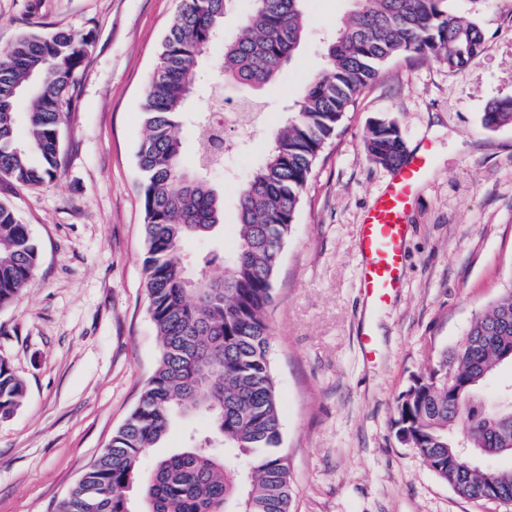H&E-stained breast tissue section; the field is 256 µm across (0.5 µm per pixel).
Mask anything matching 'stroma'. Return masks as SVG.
I'll list each match as a JSON object with an SVG mask.
<instances>
[{"instance_id":"1","label":"stroma","mask_w":512,"mask_h":512,"mask_svg":"<svg viewBox=\"0 0 512 512\" xmlns=\"http://www.w3.org/2000/svg\"><path fill=\"white\" fill-rule=\"evenodd\" d=\"M180 0H0V51L26 32L69 30L90 46L61 131L57 178L21 187L0 177V202L39 248L29 288L0 310V356L27 386L23 406L0 419V512H52L137 405L159 347L144 288L143 208L136 150L140 102ZM352 0H305V39L275 82L254 91L218 73L223 41L197 68V94L179 120L182 161L195 169V114L255 99L257 134L233 162L237 180L207 177L224 196V222L183 243L186 274L199 259L232 253L241 182L264 160L272 132L303 85L324 67L328 31ZM476 22L481 55L458 72L413 55L389 61L319 155L281 258L269 312L271 361L292 476V512H512L458 496L392 426L400 395L476 316L512 286V125L480 117L512 98V0H452ZM391 116L408 154L431 164L406 216L401 286L371 309L359 285V226L394 171L369 161L371 121ZM371 332L367 360L360 343ZM210 425L175 418L141 460L155 462Z\"/></svg>"}]
</instances>
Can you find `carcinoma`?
Segmentation results:
<instances>
[{"instance_id": "carcinoma-1", "label": "carcinoma", "mask_w": 512, "mask_h": 512, "mask_svg": "<svg viewBox=\"0 0 512 512\" xmlns=\"http://www.w3.org/2000/svg\"><path fill=\"white\" fill-rule=\"evenodd\" d=\"M304 0H252L246 34L224 43L221 70L234 83L260 89L279 75L304 33ZM326 44L325 68L300 92L270 139L263 162L238 194L235 251L204 261L185 276L182 242L222 223L224 200L201 174L183 167L178 118L192 94L199 60L220 28L229 0H182L164 36L141 103L143 134L136 158L144 208L145 288L159 345L138 405L55 512H290L288 462L281 452L279 395L270 363L267 311L281 252L288 242L313 165L343 115L384 65L415 54L459 71L483 50V34L448 10V0H353ZM90 45L78 33H26L0 53V176L20 186L52 181L60 164V132L68 119L77 73ZM27 90V143L15 135L17 91ZM482 125H512V99L486 108ZM370 161L405 162L395 120L369 124ZM38 248L27 225L0 203V309L33 278ZM219 264L212 275L206 267ZM512 351V288L477 317L451 356L416 377L397 402L393 425L459 496L488 501V483L512 501V468L469 465L457 441L484 456L512 441V410L475 402L480 388ZM452 362L464 388L448 392L437 379ZM26 396L24 381L0 357V418ZM208 419L211 436L159 459L147 479L140 462L178 416Z\"/></svg>"}]
</instances>
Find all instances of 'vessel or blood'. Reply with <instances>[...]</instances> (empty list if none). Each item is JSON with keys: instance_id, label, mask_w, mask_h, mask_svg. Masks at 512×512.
Returning <instances> with one entry per match:
<instances>
[{"instance_id": "b4317fda", "label": "vessel or blood", "mask_w": 512, "mask_h": 512, "mask_svg": "<svg viewBox=\"0 0 512 512\" xmlns=\"http://www.w3.org/2000/svg\"><path fill=\"white\" fill-rule=\"evenodd\" d=\"M429 165L430 152L422 150L398 170L364 216L359 238L361 287L373 308L384 307L399 286L408 234L405 214Z\"/></svg>"}]
</instances>
